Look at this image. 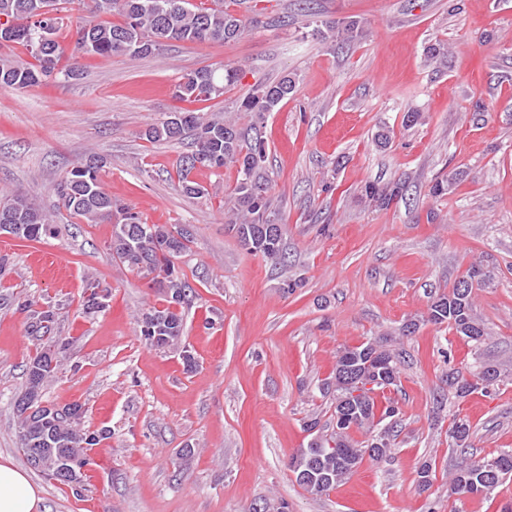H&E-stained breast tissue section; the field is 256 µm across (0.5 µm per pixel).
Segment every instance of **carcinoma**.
<instances>
[{
  "mask_svg": "<svg viewBox=\"0 0 512 512\" xmlns=\"http://www.w3.org/2000/svg\"><path fill=\"white\" fill-rule=\"evenodd\" d=\"M90 17L76 25V38L71 48V57L127 56L142 57L158 50L162 45L177 42L233 41L247 30L244 19L224 10V0H200L197 5L188 0H91ZM72 0H0V45L21 46L33 58L23 59L3 56L0 58V88L21 90L34 86L51 76L57 79H70L76 76L72 67L58 68V63L66 55V48L60 41L62 30L68 28V5ZM121 17V22L112 23L108 18ZM45 42L46 52L42 57L32 53L33 44ZM242 69L226 66L222 69L201 68L181 77L175 87V97L187 104L179 110L186 117V126L178 136L169 130L170 119L166 118L150 125L144 131L149 141L190 140L192 150L180 161L178 187L192 198L208 195L207 189L189 178L197 167L219 170L233 165L238 177L234 187L224 202L227 223L234 225L236 234L252 231L260 224L267 223L276 215V209L269 195V176L265 171L266 148L262 138L254 131L262 123L266 114L279 104L292 99L299 79L289 73L277 82L258 85L242 99L237 111L249 117V124L239 126L232 119L217 115H206L191 108L198 102H206L224 94V88L238 82ZM103 161L94 157L75 164L56 184L59 202L74 216L88 224H98L120 215L118 224L130 230L144 228L152 241L145 253L131 247L133 236L123 231L112 232L110 250L129 268L146 275H155L159 287L165 290V305L153 308L148 316L157 321L158 331L152 333L141 320L139 333L142 340L160 348L171 347L181 342L184 336L183 305L192 293L190 285L183 280L175 267L174 259L188 249L193 239V231L182 227L176 231L165 224H145L138 213L128 205L112 200L99 177ZM366 199L379 207L387 208L403 198L405 186L400 183L379 185L367 182L361 189ZM20 224L26 232L20 239L37 241L53 235L56 227L49 223L44 212L24 193L14 191L0 201V225ZM250 253L278 265L284 263L283 230L276 227L273 236L260 235L253 243ZM483 265L475 263L466 276L471 279V287L462 290L453 285L452 290L441 295L429 308L427 321L437 325H447L448 330L463 336L479 347L487 335L486 323L478 314L473 300V287L483 286L480 280ZM33 301L28 298L20 301V307L30 312L28 334L37 341L35 355L27 364V385L14 400V415L19 438V448L27 461L47 477L56 480L81 495L83 474L69 478L57 474L58 457L52 455L31 457L25 440V430L29 417L19 406L22 400L43 402L45 384L62 372L63 354L69 349L73 338L49 337L54 324V311L51 307L32 309ZM367 343L344 346L337 351L336 363L350 360L357 369H368V356L364 355ZM502 382L498 368L480 365L468 378L453 372L448 373V387L456 397L466 398L480 390L486 394ZM323 391L332 395L334 412H339V404L345 396L344 380L334 374L323 383ZM56 405L48 404L40 409L42 428L33 436L35 447L62 448L74 461L75 467L91 464L88 451L108 438L105 429L92 430L84 425L85 414H54ZM399 415L397 404L384 398V405L377 399H370L365 408L358 410L353 425H336V429L325 433L319 427L316 417L306 422L307 431L315 434L307 447L299 449L291 458L290 468L297 483L311 495H322L344 482L363 462L369 458L380 461L388 456L395 437L394 427L386 426V419ZM386 427L385 447L374 448L377 441L374 432L378 427ZM364 429L369 437L357 441L351 436L352 430ZM473 431L470 421L458 414L452 416L448 437L452 446L467 448ZM494 461L498 469L492 473L485 464ZM434 463L426 460L417 470V482L424 491L432 485ZM512 476V450L504 451L492 459H464L456 465L451 474L448 493L457 496L462 502L478 490V487L496 489L504 480Z\"/></svg>",
  "mask_w": 512,
  "mask_h": 512,
  "instance_id": "1",
  "label": "carcinoma"
}]
</instances>
